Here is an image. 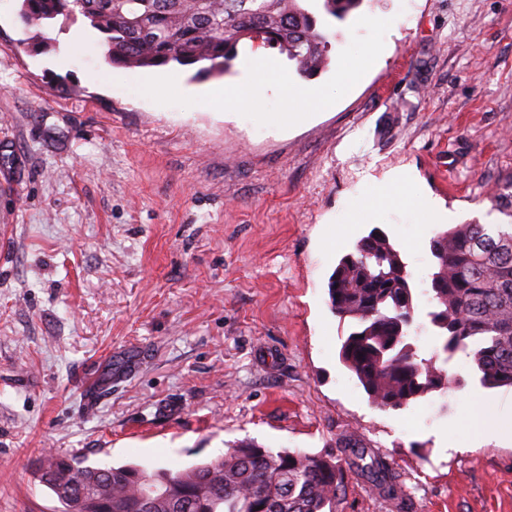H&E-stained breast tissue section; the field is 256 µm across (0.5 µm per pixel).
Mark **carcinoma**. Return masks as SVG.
I'll use <instances>...</instances> for the list:
<instances>
[{
    "instance_id": "carcinoma-1",
    "label": "carcinoma",
    "mask_w": 512,
    "mask_h": 512,
    "mask_svg": "<svg viewBox=\"0 0 512 512\" xmlns=\"http://www.w3.org/2000/svg\"><path fill=\"white\" fill-rule=\"evenodd\" d=\"M323 15L345 20L363 0H320ZM18 20L45 28L86 21L101 36L108 61L122 67L197 65L222 76L249 41L277 48L309 77L328 59L329 40L306 0H20ZM436 271L429 323L444 363L465 353L487 389L512 388V221L458 224L430 241ZM332 312L353 330L339 349L342 364L370 402L400 410L460 385L451 369L424 358L411 341L415 288L403 253L375 227L344 254L327 288ZM346 464L332 455L242 441L224 455L186 469L137 464L98 467L49 452L34 472L59 512H338L348 473L365 476L378 495L400 488L387 464L349 446Z\"/></svg>"
}]
</instances>
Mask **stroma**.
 <instances>
[{
  "instance_id": "1",
  "label": "stroma",
  "mask_w": 512,
  "mask_h": 512,
  "mask_svg": "<svg viewBox=\"0 0 512 512\" xmlns=\"http://www.w3.org/2000/svg\"><path fill=\"white\" fill-rule=\"evenodd\" d=\"M17 5L0 9V512H56L32 468L49 450L186 468L246 439L383 458L400 501L353 474L339 512H512V389L481 388L461 355V387L375 407L339 361L352 324L327 295L381 228L412 275L417 344L439 350L443 227L416 198L456 224L505 221L489 191L512 180V0H364L328 19L322 71L264 50L261 98L220 109L198 105L194 68H156L171 91L149 97L99 35L74 52L84 21L27 31ZM347 66L362 76L344 94ZM304 82L332 107L289 96ZM395 173L400 200L378 197ZM483 411L503 436L476 438Z\"/></svg>"
}]
</instances>
